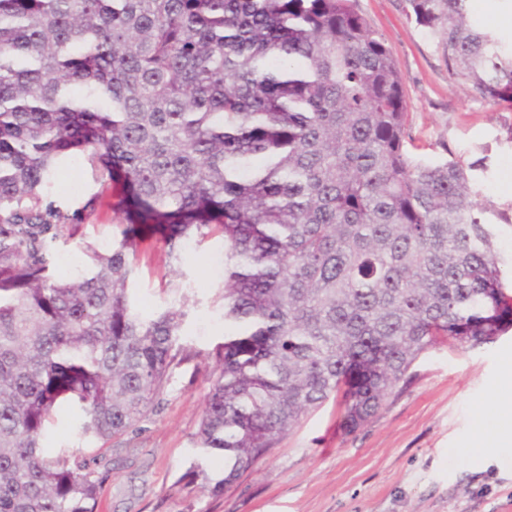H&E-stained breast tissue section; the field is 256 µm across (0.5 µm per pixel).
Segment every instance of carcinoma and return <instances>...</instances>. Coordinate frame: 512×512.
<instances>
[{"instance_id": "1", "label": "carcinoma", "mask_w": 512, "mask_h": 512, "mask_svg": "<svg viewBox=\"0 0 512 512\" xmlns=\"http://www.w3.org/2000/svg\"><path fill=\"white\" fill-rule=\"evenodd\" d=\"M356 0H0V512H96L99 477L45 450L134 429L177 357L182 314L137 310L129 249L224 236V342L197 433L212 493L342 398L372 417L444 339L512 327V256L464 165L414 162L403 78ZM449 76L512 104V58L469 0H405ZM120 187L119 247L48 274L42 207L65 159Z\"/></svg>"}]
</instances>
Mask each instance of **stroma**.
I'll return each instance as SVG.
<instances>
[{
    "label": "stroma",
    "mask_w": 512,
    "mask_h": 512,
    "mask_svg": "<svg viewBox=\"0 0 512 512\" xmlns=\"http://www.w3.org/2000/svg\"><path fill=\"white\" fill-rule=\"evenodd\" d=\"M356 5L403 77L410 156L424 165L455 157L472 165L480 201L505 214L497 243L512 254V107L449 78L440 39L407 18L404 0ZM77 173V190L48 194L78 218L49 240L54 262L89 248L108 253L121 240L124 216L111 182L95 179L85 162ZM223 252L218 234L194 240L178 260L160 237L138 241L133 288L142 313L175 305L184 317L168 379L133 431L88 438L77 411L58 407L51 416L52 453L98 459L96 512H512V445L483 455L467 448L476 437H494L499 379L512 372V330L475 349L448 340L428 350L353 433L339 429L340 400L327 399L221 496L190 480L199 460L195 434L217 376L214 348L224 340L222 282L208 273Z\"/></svg>",
    "instance_id": "stroma-1"
}]
</instances>
